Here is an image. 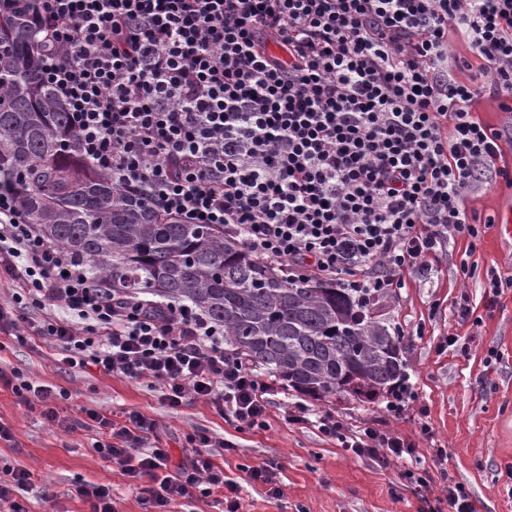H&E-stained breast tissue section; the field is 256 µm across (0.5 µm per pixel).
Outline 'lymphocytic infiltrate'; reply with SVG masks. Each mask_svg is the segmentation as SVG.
I'll return each instance as SVG.
<instances>
[{"label":"lymphocytic infiltrate","instance_id":"f902f5d3","mask_svg":"<svg viewBox=\"0 0 512 512\" xmlns=\"http://www.w3.org/2000/svg\"><path fill=\"white\" fill-rule=\"evenodd\" d=\"M48 51L41 81L72 118L75 150L117 185L181 224H217L289 279L331 282L363 299L391 296L452 238L477 240L462 198L492 174L512 128L474 115L486 96L512 112V0H33ZM475 61L453 56L450 38ZM468 79H459V72ZM0 334L40 342L60 363L158 391L178 409L206 401L238 430L267 426L278 390L224 347V327L184 304L93 281L0 190ZM0 385L44 424L95 433L93 447L131 485L150 483L151 512L228 490L214 460L233 442L189 434L177 468L158 423L63 415L64 389L0 371ZM358 458L387 464L411 444L350 429L301 403ZM31 474L0 469V512H30Z\"/></svg>","mask_w":512,"mask_h":512}]
</instances>
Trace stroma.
Segmentation results:
<instances>
[{"label": "stroma", "mask_w": 512, "mask_h": 512, "mask_svg": "<svg viewBox=\"0 0 512 512\" xmlns=\"http://www.w3.org/2000/svg\"><path fill=\"white\" fill-rule=\"evenodd\" d=\"M512 201V188L497 183L466 195L461 206L470 220L496 218ZM477 264L474 277H463L461 262ZM512 280V239L489 228L476 242L455 238L430 266L418 267L406 285L378 305L384 324L403 337L406 384L412 398L400 412L392 396H335L316 400L296 392L288 399L309 409L336 414L354 430L368 425L387 430L415 446L414 453L381 467L352 456L339 443L323 438L313 425L290 424L271 407L266 429L241 432L202 400L168 409L159 392L112 376L87 375L57 362L41 343L22 347L0 335V369H18L37 381L67 391L66 415L93 409L111 418L138 410L156 419L159 435L174 457L184 437L197 428L231 440L236 448L218 457L227 479L237 486L241 512H421L424 503L404 486L403 472L447 469L469 490L477 512H512V287L497 298L485 294L487 269ZM468 291L479 323L461 321L455 301ZM501 358L486 365L488 347ZM0 422L8 424L15 444L0 443V468L29 470L31 512H89L78 495L82 483L111 485L117 512H147L143 493L129 484L117 464L100 458L83 430L49 429L38 413L0 386ZM270 464L282 490L267 494L252 483L247 467Z\"/></svg>", "instance_id": "stroma-1"}]
</instances>
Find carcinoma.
Instances as JSON below:
<instances>
[{"label": "carcinoma", "instance_id": "cac0c4a2", "mask_svg": "<svg viewBox=\"0 0 512 512\" xmlns=\"http://www.w3.org/2000/svg\"><path fill=\"white\" fill-rule=\"evenodd\" d=\"M45 44L21 11L0 15V183L48 241L92 279L224 326V346L284 387L316 398L401 386L402 336L353 293L298 282L249 254L217 225L159 217L93 163L66 149L68 112L39 82Z\"/></svg>", "mask_w": 512, "mask_h": 512}]
</instances>
